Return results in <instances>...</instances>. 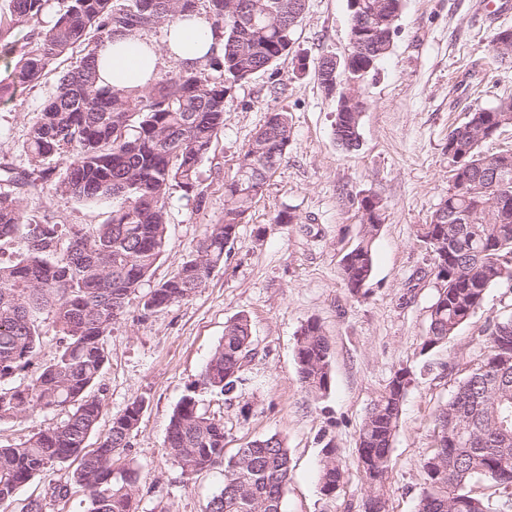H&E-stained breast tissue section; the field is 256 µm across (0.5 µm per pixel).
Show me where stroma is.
I'll return each mask as SVG.
<instances>
[{"instance_id":"1","label":"stroma","mask_w":512,"mask_h":512,"mask_svg":"<svg viewBox=\"0 0 512 512\" xmlns=\"http://www.w3.org/2000/svg\"><path fill=\"white\" fill-rule=\"evenodd\" d=\"M487 12V0H405L392 50L365 83L360 145L354 150L337 143L336 100L316 77L323 57L344 56L349 48L347 0H308L289 54L227 92L224 131L201 166L198 190L205 204L195 208L180 189H171L168 247L144 289L170 279L207 225L222 215L224 185L268 113L288 112L292 141L206 285L149 315L141 312L140 295H132L127 313L105 339L107 359L97 383L103 415L92 440H99L132 401H146L132 446L122 455L138 470L131 512H205L222 488L223 465L187 479L164 446L172 412L191 392L202 412L223 422L226 454L272 434L283 439L294 466L283 512H362L366 487L357 466L358 431L402 368L411 371L412 382L385 495L389 512H417L424 487L421 464L436 446L435 415L451 395L452 372L476 363L488 323L512 313V285L495 286L447 345L422 349L435 279L416 229L429 223L448 194V134L474 109L512 97V56L488 47L496 29L512 27V12L493 23ZM56 82L51 74L0 98V168L28 174L23 205L29 215L91 227L110 217L111 201L54 196L23 149ZM368 194L382 200L383 224L372 276L354 294L342 282L339 264L360 238L354 201ZM286 208L295 223H273ZM240 314L253 332L241 384L229 395L196 388L225 323ZM311 319L322 324L332 346V385L317 397L301 384L295 360L297 332ZM37 324L40 339L32 363L13 385L29 383L32 371L57 353L52 315L41 312ZM65 417L61 410L36 408L1 421L0 446L23 442ZM329 442L345 460L342 482L331 497L322 495L318 484L321 450ZM68 480V468L47 469L21 487L14 501L1 504L0 512H21L32 498L41 500L43 512H86L89 493L80 486L71 485L66 498L51 497V487Z\"/></svg>"}]
</instances>
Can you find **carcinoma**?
Returning a JSON list of instances; mask_svg holds the SVG:
<instances>
[{
	"mask_svg": "<svg viewBox=\"0 0 512 512\" xmlns=\"http://www.w3.org/2000/svg\"><path fill=\"white\" fill-rule=\"evenodd\" d=\"M221 51L199 66L184 67L146 90L98 86L96 48L116 35L156 29L198 11L199 0H9L0 11V53L15 45L4 35L26 28L34 49L21 54L12 83L39 82L58 59L87 41L94 47L59 79L29 129L24 150L34 163L63 160L65 172L54 181L55 195L78 200L112 199L111 217L94 229L75 224L63 230L48 219L27 216L21 190L27 178L10 168L0 180L18 192H0V241L16 246L20 259L0 263V421L36 407L67 409L61 423L26 441L0 447V504L54 466L71 468L70 480L89 492L87 512H130L138 475L113 468L131 447L145 408L136 399L112 418L98 446L87 441L102 414L93 391L106 360L105 338L126 311L129 296L141 287L165 252L167 199L172 187L204 202L197 191L199 170L224 129L228 86L265 71L289 53L292 36L307 0H205ZM404 0H362L363 10L380 8L374 28L361 42L375 44L351 67L376 70L391 52ZM51 24H44L47 10ZM361 113L336 112L341 145H358ZM512 125V100L470 113L467 123L448 134L453 183L448 198L420 224L417 239L432 255L436 295L422 349L448 342L482 306L486 291L512 282V153L480 150L484 126ZM292 126L288 113H269L239 157L224 191V213L209 225L194 254L176 274L144 295L147 315L195 294L224 265L228 246L253 204L288 153ZM465 152V170L457 154ZM505 197L511 204L496 206ZM381 224L361 223L356 246L340 260L345 286L356 293L371 277L374 244ZM49 309L59 333L53 362L24 388L9 381L31 363L39 342L34 314ZM478 361L455 378L452 394L436 422L437 446L424 459L419 512H493L488 501L471 493L475 481L512 488V317L488 324ZM252 351V329L239 315L224 326V337L201 373L206 388L230 393ZM331 343L317 320L300 329L296 363L302 385L314 395L332 384ZM410 372L398 370L370 407L357 440V465L367 485L363 512H388L382 488ZM166 448L181 474L190 478L224 464V486L207 512H283V493L293 470L283 439L273 434L253 440L227 458L224 424L202 413L195 393L173 410ZM344 475L343 455L328 442L322 448L318 482L325 496L336 494Z\"/></svg>",
	"mask_w": 512,
	"mask_h": 512,
	"instance_id": "obj_1",
	"label": "carcinoma"
}]
</instances>
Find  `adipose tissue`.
Returning <instances> with one entry per match:
<instances>
[{"label":"adipose tissue","mask_w":512,"mask_h":512,"mask_svg":"<svg viewBox=\"0 0 512 512\" xmlns=\"http://www.w3.org/2000/svg\"><path fill=\"white\" fill-rule=\"evenodd\" d=\"M214 44L210 25L196 15L169 23L159 45L138 34L116 37L97 49L98 83L110 89L146 88L156 80L161 57L193 66L206 61Z\"/></svg>","instance_id":"adipose-tissue-1"}]
</instances>
